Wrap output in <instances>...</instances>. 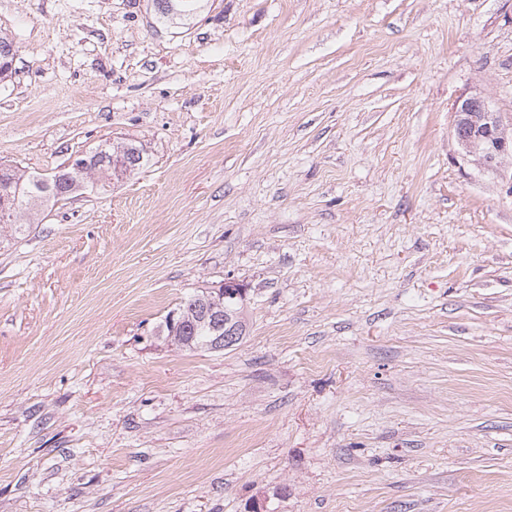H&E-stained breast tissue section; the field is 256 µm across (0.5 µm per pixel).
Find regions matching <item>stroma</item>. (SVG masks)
<instances>
[{
  "mask_svg": "<svg viewBox=\"0 0 512 512\" xmlns=\"http://www.w3.org/2000/svg\"><path fill=\"white\" fill-rule=\"evenodd\" d=\"M0 162H149L0 224V512H512V0H0ZM233 279L236 345L170 311ZM202 1L200 0H160L156 1L158 4V10L161 14V19L168 20L169 15H174V12H178L179 16L189 17L192 15L197 8H199V4ZM175 10V11H174ZM451 112L459 157L481 171H503V160L512 157V114L496 111L481 92L458 99Z\"/></svg>",
  "mask_w": 512,
  "mask_h": 512,
  "instance_id": "35a3bbf8",
  "label": "stroma"
}]
</instances>
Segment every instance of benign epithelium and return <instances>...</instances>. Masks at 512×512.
<instances>
[{"mask_svg":"<svg viewBox=\"0 0 512 512\" xmlns=\"http://www.w3.org/2000/svg\"><path fill=\"white\" fill-rule=\"evenodd\" d=\"M451 112V136L459 157L485 172L502 171L503 160L512 157V114L496 111L480 92L458 99ZM197 300L217 334L213 347L236 344L244 333L241 308L245 289L228 279L221 288L199 295Z\"/></svg>","mask_w":512,"mask_h":512,"instance_id":"benign-epithelium-1","label":"benign epithelium"}]
</instances>
